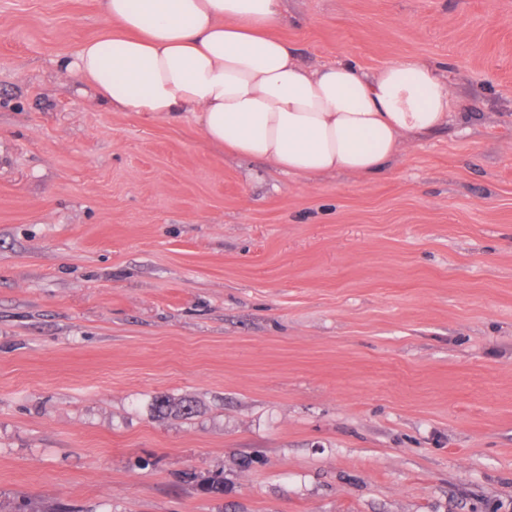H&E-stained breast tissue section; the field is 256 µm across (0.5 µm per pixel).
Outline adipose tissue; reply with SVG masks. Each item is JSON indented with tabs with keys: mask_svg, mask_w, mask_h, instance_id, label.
Segmentation results:
<instances>
[{
	"mask_svg": "<svg viewBox=\"0 0 512 512\" xmlns=\"http://www.w3.org/2000/svg\"><path fill=\"white\" fill-rule=\"evenodd\" d=\"M103 37L57 59L59 75L115 112L179 121L295 175L386 169L405 137L450 121L456 103L432 63L374 74L341 60L310 69L287 40L280 0H99Z\"/></svg>",
	"mask_w": 512,
	"mask_h": 512,
	"instance_id": "1",
	"label": "adipose tissue"
}]
</instances>
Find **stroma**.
Segmentation results:
<instances>
[{
    "label": "stroma",
    "mask_w": 512,
    "mask_h": 512,
    "mask_svg": "<svg viewBox=\"0 0 512 512\" xmlns=\"http://www.w3.org/2000/svg\"><path fill=\"white\" fill-rule=\"evenodd\" d=\"M283 8L456 114L291 175L61 79L98 0H0V512H512V0Z\"/></svg>",
    "instance_id": "1"
}]
</instances>
